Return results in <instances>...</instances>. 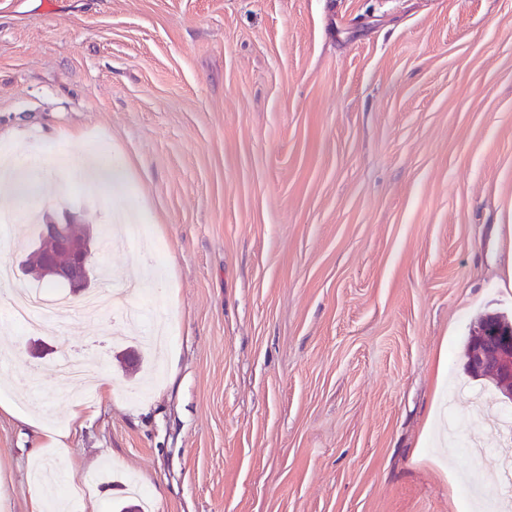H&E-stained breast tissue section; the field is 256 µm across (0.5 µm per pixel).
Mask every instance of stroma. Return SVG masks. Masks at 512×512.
Instances as JSON below:
<instances>
[{"instance_id": "stroma-1", "label": "stroma", "mask_w": 512, "mask_h": 512, "mask_svg": "<svg viewBox=\"0 0 512 512\" xmlns=\"http://www.w3.org/2000/svg\"><path fill=\"white\" fill-rule=\"evenodd\" d=\"M58 146L130 166L103 195L53 161L15 201L91 230L115 283L157 256L159 337L29 331L0 293V512H32L26 415L81 464L45 451V500L75 479L97 512L127 478L151 512H487L461 489L498 461L465 443L502 405L462 347L512 317V0H0V158ZM37 229L0 220L15 285ZM66 357L112 378L76 433Z\"/></svg>"}]
</instances>
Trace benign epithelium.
I'll list each match as a JSON object with an SVG mask.
<instances>
[{
  "mask_svg": "<svg viewBox=\"0 0 512 512\" xmlns=\"http://www.w3.org/2000/svg\"><path fill=\"white\" fill-rule=\"evenodd\" d=\"M41 240L53 245L44 252L34 249L32 261L41 266L43 281L50 288H65L78 297L90 288V271L94 263L93 236L75 240L71 224L49 222L41 225ZM468 373L493 372L502 378L499 390L502 401L512 403V334L491 323L476 329L466 361Z\"/></svg>",
  "mask_w": 512,
  "mask_h": 512,
  "instance_id": "benign-epithelium-1",
  "label": "benign epithelium"
}]
</instances>
